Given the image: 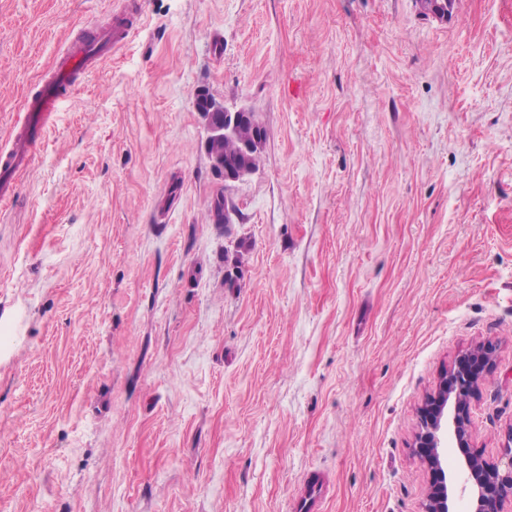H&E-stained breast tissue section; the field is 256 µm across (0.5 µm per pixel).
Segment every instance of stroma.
Returning <instances> with one entry per match:
<instances>
[{
	"mask_svg": "<svg viewBox=\"0 0 512 512\" xmlns=\"http://www.w3.org/2000/svg\"><path fill=\"white\" fill-rule=\"evenodd\" d=\"M140 3L0 206V512H291L314 471L321 512H421L478 343L472 445L512 428V0ZM119 5L0 0V140ZM199 88L266 130L227 233Z\"/></svg>",
	"mask_w": 512,
	"mask_h": 512,
	"instance_id": "obj_1",
	"label": "stroma"
}]
</instances>
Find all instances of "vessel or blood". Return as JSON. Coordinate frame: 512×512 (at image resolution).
Here are the masks:
<instances>
[{"instance_id":"vessel-or-blood-1","label":"vessel or blood","mask_w":512,"mask_h":512,"mask_svg":"<svg viewBox=\"0 0 512 512\" xmlns=\"http://www.w3.org/2000/svg\"><path fill=\"white\" fill-rule=\"evenodd\" d=\"M140 19L134 0H125L122 8L113 10L111 19L94 26L92 35L75 36L56 52L37 90L23 99L22 123L14 125L0 142L1 203L15 198L17 177L34 160L58 106L127 42ZM323 493L321 474H309L293 499V512H318Z\"/></svg>"}]
</instances>
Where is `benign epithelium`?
<instances>
[{"mask_svg":"<svg viewBox=\"0 0 512 512\" xmlns=\"http://www.w3.org/2000/svg\"><path fill=\"white\" fill-rule=\"evenodd\" d=\"M194 101L204 102L212 111L224 113V126L206 123L207 138L230 132L239 117L229 112L204 90L194 93ZM496 347L491 342L479 344L471 356L480 358L485 368L493 364ZM484 374L477 376L468 369L467 357L445 371L439 383L421 410L413 449L428 469L431 480L422 512H454L452 492L457 482L468 495V512H512V428L509 429L499 454L487 459L471 450V428L466 409L460 407L463 399L472 398L483 382ZM463 450V459L456 472L448 471V446Z\"/></svg>","mask_w":512,"mask_h":512,"instance_id":"benign-epithelium-1","label":"benign epithelium"}]
</instances>
